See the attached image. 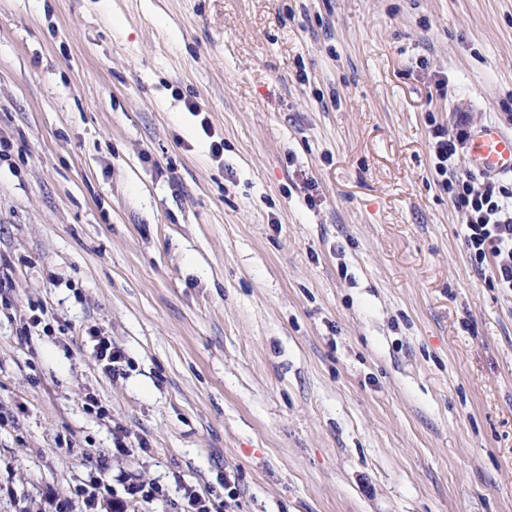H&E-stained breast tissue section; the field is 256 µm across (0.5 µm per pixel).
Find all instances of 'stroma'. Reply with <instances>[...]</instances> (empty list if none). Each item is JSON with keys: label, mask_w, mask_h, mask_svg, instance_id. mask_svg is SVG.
<instances>
[{"label": "stroma", "mask_w": 512, "mask_h": 512, "mask_svg": "<svg viewBox=\"0 0 512 512\" xmlns=\"http://www.w3.org/2000/svg\"><path fill=\"white\" fill-rule=\"evenodd\" d=\"M463 116L512 133V0H0V512L96 475L161 488L130 512H512V291L431 149ZM89 336L95 342L93 352L102 371L111 377L123 375L125 370L120 363L124 357L119 350L112 347V341L106 336H101L98 331L95 334L90 331Z\"/></svg>", "instance_id": "stroma-1"}]
</instances>
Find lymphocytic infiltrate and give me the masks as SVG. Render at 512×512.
I'll return each mask as SVG.
<instances>
[{
  "instance_id": "f902f5d3",
  "label": "lymphocytic infiltrate",
  "mask_w": 512,
  "mask_h": 512,
  "mask_svg": "<svg viewBox=\"0 0 512 512\" xmlns=\"http://www.w3.org/2000/svg\"><path fill=\"white\" fill-rule=\"evenodd\" d=\"M469 137L462 124L452 134L436 129V170L462 215L463 241L472 265L480 270L492 264L499 286L512 289V182L461 170L458 146Z\"/></svg>"
}]
</instances>
